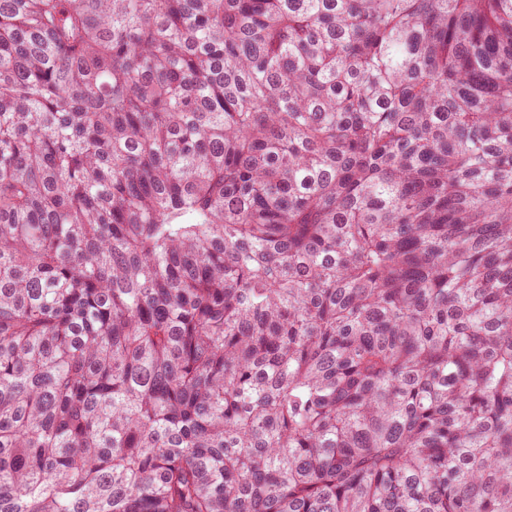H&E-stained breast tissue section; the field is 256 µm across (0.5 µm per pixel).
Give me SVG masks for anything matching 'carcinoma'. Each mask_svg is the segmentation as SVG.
<instances>
[{"label": "carcinoma", "instance_id": "cac0c4a2", "mask_svg": "<svg viewBox=\"0 0 512 512\" xmlns=\"http://www.w3.org/2000/svg\"><path fill=\"white\" fill-rule=\"evenodd\" d=\"M0 512H512V0H0Z\"/></svg>", "mask_w": 512, "mask_h": 512}]
</instances>
